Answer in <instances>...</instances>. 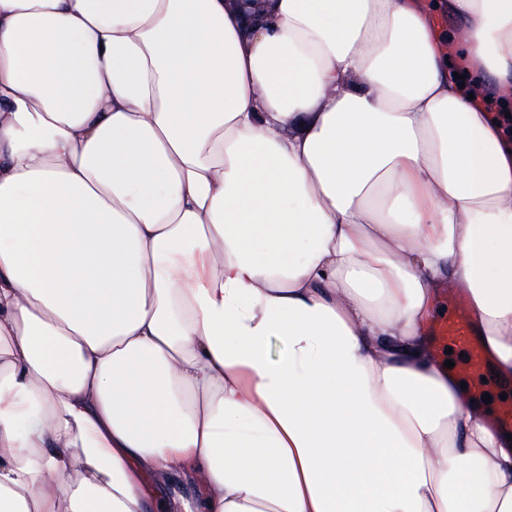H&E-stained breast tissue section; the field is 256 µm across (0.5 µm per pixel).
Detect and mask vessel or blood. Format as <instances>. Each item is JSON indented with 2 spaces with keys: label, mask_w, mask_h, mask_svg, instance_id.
<instances>
[{
  "label": "vessel or blood",
  "mask_w": 512,
  "mask_h": 512,
  "mask_svg": "<svg viewBox=\"0 0 512 512\" xmlns=\"http://www.w3.org/2000/svg\"><path fill=\"white\" fill-rule=\"evenodd\" d=\"M434 336L440 345L465 353L463 371L474 377L473 391H481V381L486 375L490 360L473 332L466 306L461 299L456 298L450 302L448 315L438 321Z\"/></svg>",
  "instance_id": "1"
}]
</instances>
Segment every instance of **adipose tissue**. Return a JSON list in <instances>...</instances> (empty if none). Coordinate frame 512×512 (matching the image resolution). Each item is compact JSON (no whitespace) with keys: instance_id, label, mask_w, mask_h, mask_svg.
I'll return each mask as SVG.
<instances>
[{"instance_id":"obj_1","label":"adipose tissue","mask_w":512,"mask_h":512,"mask_svg":"<svg viewBox=\"0 0 512 512\" xmlns=\"http://www.w3.org/2000/svg\"><path fill=\"white\" fill-rule=\"evenodd\" d=\"M450 39L512 102V0H0V512H512L429 336L467 293L512 383Z\"/></svg>"}]
</instances>
